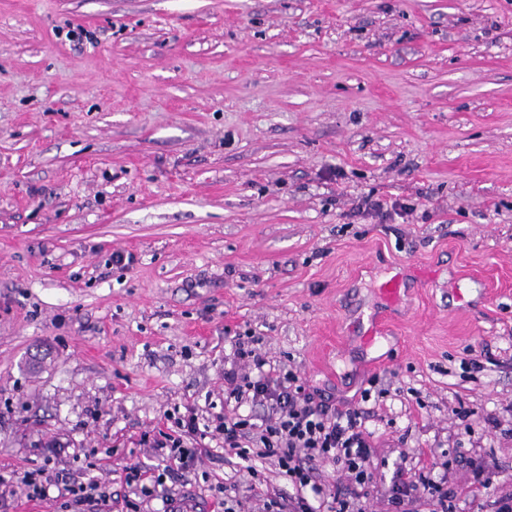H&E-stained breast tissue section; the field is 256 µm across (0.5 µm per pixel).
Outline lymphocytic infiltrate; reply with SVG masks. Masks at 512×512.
I'll list each match as a JSON object with an SVG mask.
<instances>
[{
    "instance_id": "lymphocytic-infiltrate-1",
    "label": "lymphocytic infiltrate",
    "mask_w": 512,
    "mask_h": 512,
    "mask_svg": "<svg viewBox=\"0 0 512 512\" xmlns=\"http://www.w3.org/2000/svg\"><path fill=\"white\" fill-rule=\"evenodd\" d=\"M224 404L225 412L204 417L196 403H184L166 414V427L141 433L140 445L153 450L158 464L148 470L125 467V484L152 497L157 487L196 469L212 440L243 461H270L294 488L285 502L253 478L258 512H315L316 496L331 498L335 512H360L356 503L368 495L379 470L362 409L333 406L293 369L272 363L255 337L240 335L224 359ZM246 404L262 407L263 415L241 414ZM61 454L46 449L42 465L24 471L20 483L26 500H43L53 491L71 512H117L120 500L109 482L66 471ZM318 462L332 466L335 482L317 483ZM437 467L434 461L418 468L398 465L386 494L388 512H448V491L433 477Z\"/></svg>"
}]
</instances>
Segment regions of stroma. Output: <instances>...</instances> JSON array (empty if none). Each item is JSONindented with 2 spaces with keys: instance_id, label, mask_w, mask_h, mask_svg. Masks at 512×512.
Masks as SVG:
<instances>
[{
  "instance_id": "stroma-1",
  "label": "stroma",
  "mask_w": 512,
  "mask_h": 512,
  "mask_svg": "<svg viewBox=\"0 0 512 512\" xmlns=\"http://www.w3.org/2000/svg\"><path fill=\"white\" fill-rule=\"evenodd\" d=\"M369 194L414 210L353 215ZM247 331L365 411L363 512L400 460L471 484L452 512L512 493V0H0V500L60 512L9 477L61 440L160 512L123 481L157 463L136 439L223 411ZM247 480L215 447L183 492ZM377 292L380 298L390 306L400 303L405 296L403 275L401 272H395L385 281L380 283L377 288Z\"/></svg>"
}]
</instances>
